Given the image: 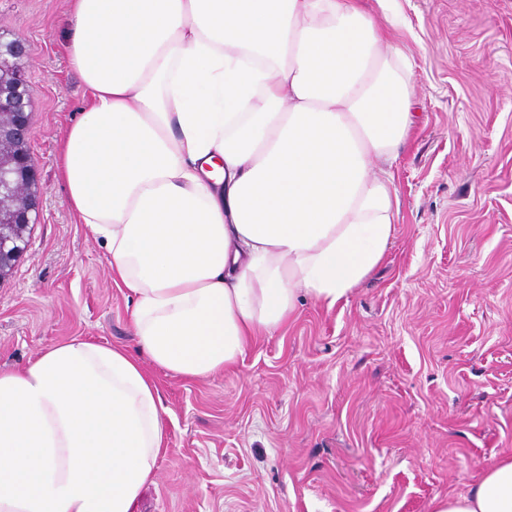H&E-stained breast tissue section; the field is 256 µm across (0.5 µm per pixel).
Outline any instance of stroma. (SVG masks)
<instances>
[{
  "label": "stroma",
  "mask_w": 512,
  "mask_h": 512,
  "mask_svg": "<svg viewBox=\"0 0 512 512\" xmlns=\"http://www.w3.org/2000/svg\"><path fill=\"white\" fill-rule=\"evenodd\" d=\"M421 117L390 170L382 261L346 301L299 302L229 369L152 375L167 436L136 512H432L512 455V0H395ZM67 0H0L29 45V147L42 190L0 281V368L81 337L138 354L133 301L77 224L58 137L84 85Z\"/></svg>",
  "instance_id": "35a3bbf8"
}]
</instances>
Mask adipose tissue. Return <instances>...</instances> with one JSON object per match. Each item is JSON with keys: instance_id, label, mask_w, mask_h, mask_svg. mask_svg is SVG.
I'll return each instance as SVG.
<instances>
[{"instance_id": "obj_1", "label": "adipose tissue", "mask_w": 512, "mask_h": 512, "mask_svg": "<svg viewBox=\"0 0 512 512\" xmlns=\"http://www.w3.org/2000/svg\"><path fill=\"white\" fill-rule=\"evenodd\" d=\"M70 0L87 98L65 199L132 298L142 354L233 366L300 296L346 299L400 201L385 162L416 113L393 0ZM167 434L154 380L80 338L0 369V512H134ZM433 512H512V456Z\"/></svg>"}]
</instances>
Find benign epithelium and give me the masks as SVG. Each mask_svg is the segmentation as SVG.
Listing matches in <instances>:
<instances>
[{"mask_svg":"<svg viewBox=\"0 0 512 512\" xmlns=\"http://www.w3.org/2000/svg\"><path fill=\"white\" fill-rule=\"evenodd\" d=\"M25 38L0 35V281L27 251L31 227L40 219L41 191L29 150L34 91L24 70Z\"/></svg>","mask_w":512,"mask_h":512,"instance_id":"obj_1","label":"benign epithelium"}]
</instances>
